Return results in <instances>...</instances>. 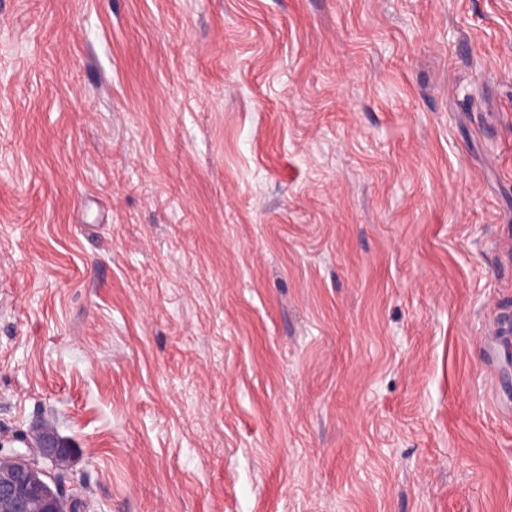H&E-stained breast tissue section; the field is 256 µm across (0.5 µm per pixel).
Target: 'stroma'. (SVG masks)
<instances>
[{
	"instance_id": "35a3bbf8",
	"label": "stroma",
	"mask_w": 512,
	"mask_h": 512,
	"mask_svg": "<svg viewBox=\"0 0 512 512\" xmlns=\"http://www.w3.org/2000/svg\"><path fill=\"white\" fill-rule=\"evenodd\" d=\"M512 0H0V439L75 512H512Z\"/></svg>"
}]
</instances>
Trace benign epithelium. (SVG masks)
<instances>
[{
	"instance_id": "7a95c632",
	"label": "benign epithelium",
	"mask_w": 512,
	"mask_h": 512,
	"mask_svg": "<svg viewBox=\"0 0 512 512\" xmlns=\"http://www.w3.org/2000/svg\"><path fill=\"white\" fill-rule=\"evenodd\" d=\"M19 441L24 447L0 442V512H62L61 496L48 489L41 464L55 461L63 442L44 430Z\"/></svg>"
}]
</instances>
